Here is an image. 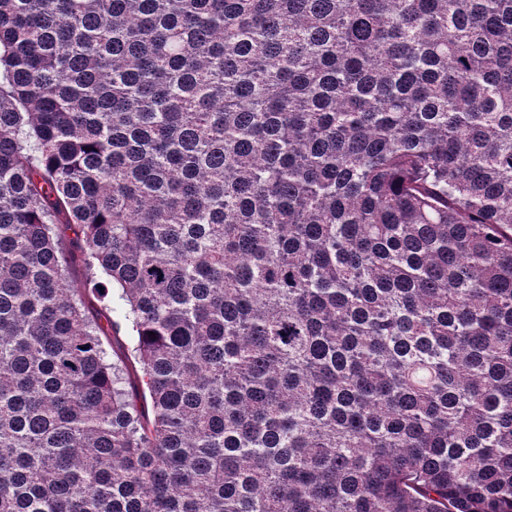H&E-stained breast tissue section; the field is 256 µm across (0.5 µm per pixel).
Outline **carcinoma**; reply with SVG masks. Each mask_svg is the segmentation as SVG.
<instances>
[{"instance_id":"cac0c4a2","label":"carcinoma","mask_w":512,"mask_h":512,"mask_svg":"<svg viewBox=\"0 0 512 512\" xmlns=\"http://www.w3.org/2000/svg\"><path fill=\"white\" fill-rule=\"evenodd\" d=\"M0 512H512V0H0ZM66 252L65 277L69 287L83 290L87 280V272L80 261L83 242L73 231L68 230L62 241Z\"/></svg>"}]
</instances>
